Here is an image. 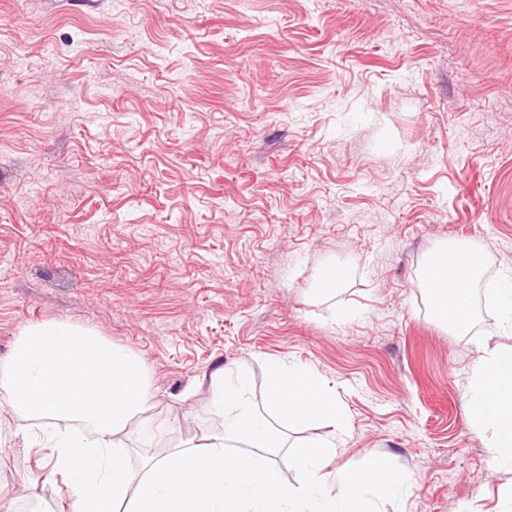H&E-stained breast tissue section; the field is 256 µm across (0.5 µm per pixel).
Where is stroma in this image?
Masks as SVG:
<instances>
[{
	"instance_id": "obj_1",
	"label": "stroma",
	"mask_w": 512,
	"mask_h": 512,
	"mask_svg": "<svg viewBox=\"0 0 512 512\" xmlns=\"http://www.w3.org/2000/svg\"><path fill=\"white\" fill-rule=\"evenodd\" d=\"M478 246L463 333L420 278ZM348 276L316 285L330 264ZM512 0H0V362L42 322L137 355L139 469L222 430L203 374L317 373L344 407L328 491L380 461L381 512H512L463 391L512 346ZM0 402V512H71Z\"/></svg>"
}]
</instances>
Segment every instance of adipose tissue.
Here are the masks:
<instances>
[{"label":"adipose tissue","instance_id":"ef3b65f1","mask_svg":"<svg viewBox=\"0 0 512 512\" xmlns=\"http://www.w3.org/2000/svg\"><path fill=\"white\" fill-rule=\"evenodd\" d=\"M479 266L473 246L441 248L428 262L425 286L435 318L453 330L472 323ZM207 381L210 408L224 417L222 434L147 459L136 474L121 436L150 398L139 358L94 331L45 322L25 329L0 363V395L16 413L42 421L53 468L70 479L74 512H113L118 504L127 512H379V501L402 499L397 481L375 466L346 471L338 492H326L323 469L336 445L332 436L289 456L301 488L283 479L271 456L284 447L285 429L317 422L347 429L334 391L315 372L270 363L259 410L244 372L219 369ZM464 399L471 426L490 436L492 465L512 472V346L484 352ZM60 419L91 423L96 435L57 433Z\"/></svg>","mask_w":512,"mask_h":512}]
</instances>
